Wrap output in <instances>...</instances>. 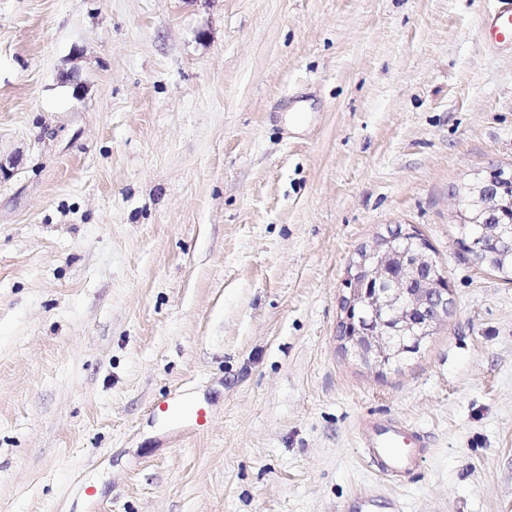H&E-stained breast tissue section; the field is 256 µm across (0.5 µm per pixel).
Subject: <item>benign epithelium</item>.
I'll list each match as a JSON object with an SVG mask.
<instances>
[{
  "label": "benign epithelium",
  "instance_id": "obj_1",
  "mask_svg": "<svg viewBox=\"0 0 512 512\" xmlns=\"http://www.w3.org/2000/svg\"><path fill=\"white\" fill-rule=\"evenodd\" d=\"M473 197L472 215L459 223H479L484 213L512 211V198L499 192L497 181L464 186ZM498 245L505 258L512 255V226H482L466 244L471 255ZM439 265L423 239L410 228L388 229L370 245L361 247L346 269L340 321L346 326L344 342L357 356L382 370L406 351L405 341L423 344L448 316V280L439 279Z\"/></svg>",
  "mask_w": 512,
  "mask_h": 512
}]
</instances>
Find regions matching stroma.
<instances>
[{
	"label": "stroma",
	"mask_w": 512,
	"mask_h": 512,
	"mask_svg": "<svg viewBox=\"0 0 512 512\" xmlns=\"http://www.w3.org/2000/svg\"><path fill=\"white\" fill-rule=\"evenodd\" d=\"M490 7L0 0V512H512V283L453 197L512 167ZM396 224L452 307L381 372L342 279ZM367 418L428 438L413 475ZM365 457L387 475L403 477L419 466V457L408 448H424V436L401 422L365 419L358 426Z\"/></svg>",
	"instance_id": "obj_1"
}]
</instances>
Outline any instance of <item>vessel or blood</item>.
<instances>
[{
	"instance_id": "vessel-or-blood-1",
	"label": "vessel or blood",
	"mask_w": 512,
	"mask_h": 512,
	"mask_svg": "<svg viewBox=\"0 0 512 512\" xmlns=\"http://www.w3.org/2000/svg\"><path fill=\"white\" fill-rule=\"evenodd\" d=\"M485 32L493 44L512 47V0H495L485 17ZM358 435L366 458L382 473L403 477L418 468L416 451L425 440L414 428L393 420L365 419Z\"/></svg>"
}]
</instances>
